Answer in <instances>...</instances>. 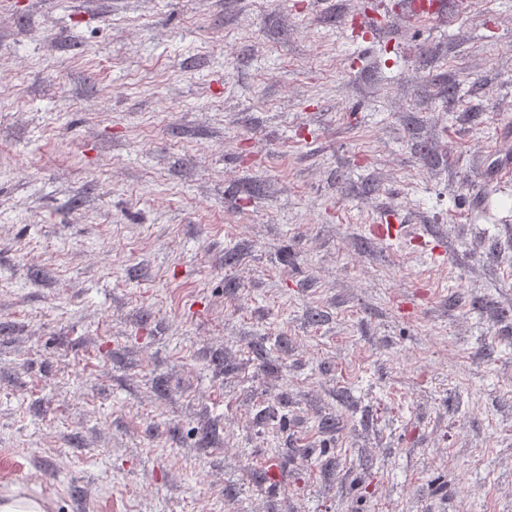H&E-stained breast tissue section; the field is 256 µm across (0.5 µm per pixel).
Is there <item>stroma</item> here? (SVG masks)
I'll list each match as a JSON object with an SVG mask.
<instances>
[{
	"label": "stroma",
	"instance_id": "obj_1",
	"mask_svg": "<svg viewBox=\"0 0 512 512\" xmlns=\"http://www.w3.org/2000/svg\"><path fill=\"white\" fill-rule=\"evenodd\" d=\"M0 0V494L512 512V0Z\"/></svg>",
	"mask_w": 512,
	"mask_h": 512
}]
</instances>
